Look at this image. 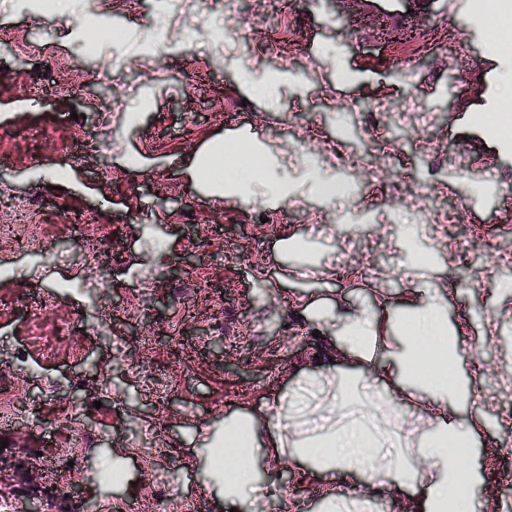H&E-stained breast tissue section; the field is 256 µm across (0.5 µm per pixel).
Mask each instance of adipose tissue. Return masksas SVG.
<instances>
[{
	"label": "adipose tissue",
	"instance_id": "1",
	"mask_svg": "<svg viewBox=\"0 0 512 512\" xmlns=\"http://www.w3.org/2000/svg\"><path fill=\"white\" fill-rule=\"evenodd\" d=\"M402 313L370 308L342 310L310 304L324 334L312 369L260 414L237 413L224 422L209 478L224 489L229 512H251L254 460H287L324 482L322 512H370L368 497L348 478L386 493L411 485L407 512H473L474 494L461 461L479 427L450 407L461 394L464 362L448 328L445 289L430 285L432 267L418 261ZM344 354L346 367L335 356ZM377 379H370L372 366ZM410 405L397 414L393 401Z\"/></svg>",
	"mask_w": 512,
	"mask_h": 512
}]
</instances>
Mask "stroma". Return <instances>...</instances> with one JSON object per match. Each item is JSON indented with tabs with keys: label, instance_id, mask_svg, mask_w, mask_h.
Returning a JSON list of instances; mask_svg holds the SVG:
<instances>
[{
	"label": "stroma",
	"instance_id": "stroma-1",
	"mask_svg": "<svg viewBox=\"0 0 512 512\" xmlns=\"http://www.w3.org/2000/svg\"><path fill=\"white\" fill-rule=\"evenodd\" d=\"M472 2L402 4L414 28L440 38L459 32L470 60L455 75L441 52L420 66L400 24L378 19L368 0H243L233 19L222 0H197L182 15L169 0H72L69 13L44 17L0 8V226L14 223L16 204L29 203L46 224L92 214L109 227L105 288L82 287L78 247L66 237L39 251L20 243L0 257L8 270L0 299L12 305L0 319V389L22 395V432L42 466L79 493L56 501L57 512H81L85 501L99 512L119 502L126 512H155L162 498L224 512L223 490L208 478L209 444L229 415L266 407L311 365L323 340L301 300L342 293L352 306L370 305V292L385 289L402 262L393 238L378 237L377 265L351 276L333 263L342 239L329 236L319 240L317 270L293 278L281 241L311 238L318 220L406 224L392 194L397 180L422 183L434 206L464 210L435 255L432 284L448 292V325L461 327L462 347L481 351L485 373L512 377V315L499 312L512 306V292L483 278L464 286L469 270L448 256L476 235L490 251L512 254V203L504 193L473 196L489 167L512 189V143L482 123L512 80V55L498 54L473 25ZM89 16L101 25L93 44L84 33ZM214 28L240 39L212 49ZM155 41L165 46L160 64L147 49ZM61 59L82 78L77 91L58 88ZM409 92L436 114L424 133L432 150L412 137L393 157L371 154L380 180L352 171L356 191L339 214L304 188L301 147L336 171L328 157L339 135L334 103L362 104L356 124L387 133L379 102ZM21 100L26 110H15ZM246 141L281 163L297 198L268 202L258 184L220 198L207 178L188 175L197 155ZM40 296L52 307L32 310ZM112 331L126 343L119 360ZM477 392L454 406L483 422L464 464L476 501L512 512V448L502 445L512 391ZM74 395L85 413L83 449L59 427ZM115 461L125 469L118 484L105 476ZM279 469L282 493L261 500L263 512H317L319 478L287 461Z\"/></svg>",
	"mask_w": 512,
	"mask_h": 512
}]
</instances>
